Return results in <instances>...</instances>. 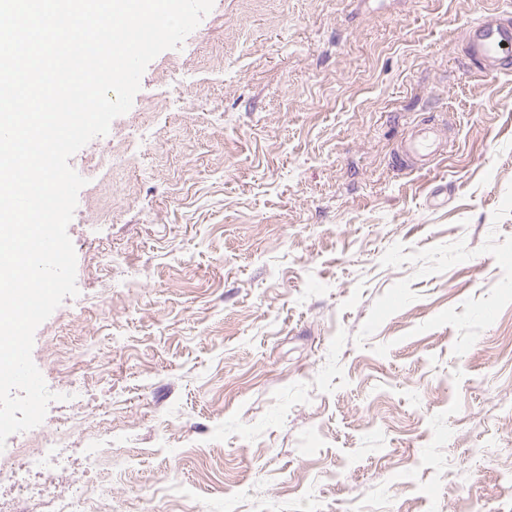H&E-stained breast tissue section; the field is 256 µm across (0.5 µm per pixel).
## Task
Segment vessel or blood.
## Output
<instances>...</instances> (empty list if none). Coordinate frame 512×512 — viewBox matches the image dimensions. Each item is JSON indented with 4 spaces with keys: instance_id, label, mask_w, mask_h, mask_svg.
Instances as JSON below:
<instances>
[{
    "instance_id": "obj_1",
    "label": "vessel or blood",
    "mask_w": 512,
    "mask_h": 512,
    "mask_svg": "<svg viewBox=\"0 0 512 512\" xmlns=\"http://www.w3.org/2000/svg\"><path fill=\"white\" fill-rule=\"evenodd\" d=\"M464 52L486 76H497L512 68V23L485 18L472 25L463 38ZM406 152L420 166H429L438 151L430 134H415L406 144Z\"/></svg>"
}]
</instances>
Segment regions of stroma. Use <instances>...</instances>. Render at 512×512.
Instances as JSON below:
<instances>
[{
	"label": "stroma",
	"mask_w": 512,
	"mask_h": 512,
	"mask_svg": "<svg viewBox=\"0 0 512 512\" xmlns=\"http://www.w3.org/2000/svg\"><path fill=\"white\" fill-rule=\"evenodd\" d=\"M489 13L214 0L150 62L69 161L145 134L80 190L79 294L35 331L58 480L100 512H512V71L462 47ZM433 141L426 132L415 134L406 144V153L421 167H430V163L444 149H440V146L433 148Z\"/></svg>",
	"instance_id": "1"
}]
</instances>
